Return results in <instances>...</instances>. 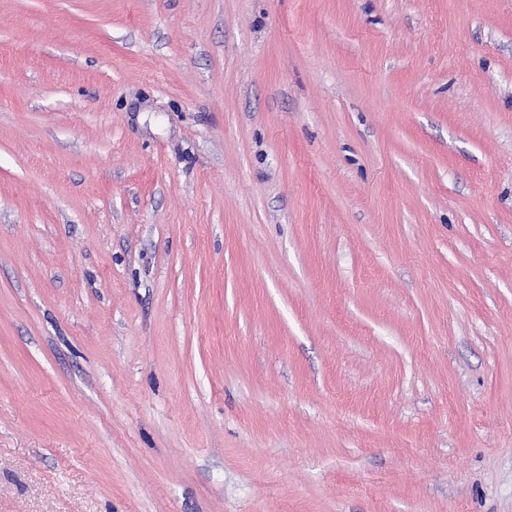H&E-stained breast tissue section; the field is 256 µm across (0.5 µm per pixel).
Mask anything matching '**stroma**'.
<instances>
[{"instance_id": "stroma-1", "label": "stroma", "mask_w": 512, "mask_h": 512, "mask_svg": "<svg viewBox=\"0 0 512 512\" xmlns=\"http://www.w3.org/2000/svg\"><path fill=\"white\" fill-rule=\"evenodd\" d=\"M0 512H512V0H0Z\"/></svg>"}]
</instances>
